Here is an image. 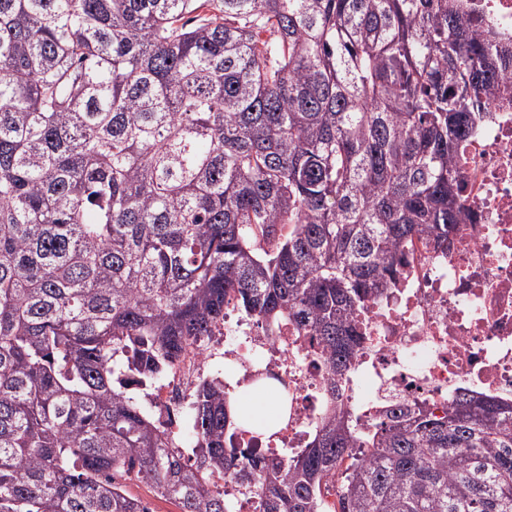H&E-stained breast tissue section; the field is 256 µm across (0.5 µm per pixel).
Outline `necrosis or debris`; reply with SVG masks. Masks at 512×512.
Instances as JSON below:
<instances>
[{"mask_svg":"<svg viewBox=\"0 0 512 512\" xmlns=\"http://www.w3.org/2000/svg\"><path fill=\"white\" fill-rule=\"evenodd\" d=\"M485 32L512 44V0H463ZM492 119L469 137L460 165L469 212L448 251L413 243L402 274L356 311L367 341L343 380L344 401L362 420L381 419L387 396L434 409L456 391L512 401V104L491 100ZM223 356L243 381L271 373L291 405L278 445L297 450L310 438L323 405V374L294 330L267 336L260 321L229 313L220 330ZM215 351L195 350L157 390L173 424L183 421L190 390Z\"/></svg>","mask_w":512,"mask_h":512,"instance_id":"necrosis-or-debris-1","label":"necrosis or debris"}]
</instances>
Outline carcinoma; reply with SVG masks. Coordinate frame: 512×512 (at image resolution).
Returning a JSON list of instances; mask_svg holds the SVG:
<instances>
[{"instance_id": "obj_1", "label": "carcinoma", "mask_w": 512, "mask_h": 512, "mask_svg": "<svg viewBox=\"0 0 512 512\" xmlns=\"http://www.w3.org/2000/svg\"><path fill=\"white\" fill-rule=\"evenodd\" d=\"M511 68L458 0H0V512H147L128 473L180 512H235L227 476L256 512H512L511 401L336 396ZM229 305L326 373L297 452L219 375L183 433L135 394Z\"/></svg>"}]
</instances>
